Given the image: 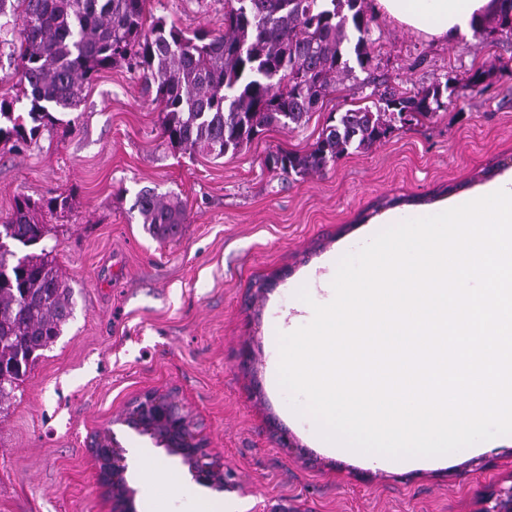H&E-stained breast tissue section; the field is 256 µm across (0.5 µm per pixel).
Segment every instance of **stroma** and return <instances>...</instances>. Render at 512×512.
I'll return each instance as SVG.
<instances>
[{
	"mask_svg": "<svg viewBox=\"0 0 512 512\" xmlns=\"http://www.w3.org/2000/svg\"><path fill=\"white\" fill-rule=\"evenodd\" d=\"M146 9L189 32L224 30V0ZM372 13L369 67L337 82L304 125L266 127L222 157L169 144L163 112L123 66L102 71L26 145L0 143V217L23 195L71 198L45 244L74 301L62 335L0 408V512H109L89 448L108 428L127 452H150V480L136 464L126 472L138 512H487L512 486V435L427 468L377 466L319 447L313 418L272 378L278 333L314 316L299 287L331 302L320 277L392 210H436L512 178V34L488 23L435 38ZM437 81L455 89L447 109L369 151L305 175L268 167L270 153L309 152L330 114ZM145 190L185 205L174 238L146 231L135 206ZM152 390L184 403L231 474L226 490L197 484L179 457L120 424Z\"/></svg>",
	"mask_w": 512,
	"mask_h": 512,
	"instance_id": "1",
	"label": "stroma"
}]
</instances>
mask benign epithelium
<instances>
[{
  "mask_svg": "<svg viewBox=\"0 0 512 512\" xmlns=\"http://www.w3.org/2000/svg\"><path fill=\"white\" fill-rule=\"evenodd\" d=\"M144 408L120 419V423L178 456L198 484L224 490L226 472L222 459L210 454L196 432L193 419L170 393L150 392L141 397ZM92 453L99 481L112 500V512H137L136 490L126 481V449L109 432L95 438Z\"/></svg>",
  "mask_w": 512,
  "mask_h": 512,
  "instance_id": "benign-epithelium-1",
  "label": "benign epithelium"
}]
</instances>
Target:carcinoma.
Returning a JSON list of instances; mask_svg holds the SVG:
<instances>
[{"label": "carcinoma", "mask_w": 512, "mask_h": 512, "mask_svg": "<svg viewBox=\"0 0 512 512\" xmlns=\"http://www.w3.org/2000/svg\"><path fill=\"white\" fill-rule=\"evenodd\" d=\"M495 27L512 33V0H498ZM146 0H0V42L18 53L15 75L31 97L30 123L0 100V142H26L54 121L52 112L75 108L85 86L103 70L126 64L139 73L165 112L162 136L190 153L222 157L262 129L299 126L352 71L345 44L358 33L356 61L371 60V18L365 0H224V33L192 36L161 18L146 23ZM448 85L392 91L372 105L349 109L328 125L312 150L268 158L283 173L317 171L350 151L387 138L395 118L431 117L447 108ZM70 207L59 194L17 199L0 218V402L31 364L61 336L73 316L72 288L49 252L21 257L14 243L36 246L48 233L44 217ZM138 210L154 237L175 236L185 209L174 198L143 193Z\"/></svg>", "instance_id": "1"}]
</instances>
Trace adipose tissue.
I'll return each mask as SVG.
<instances>
[{"label": "adipose tissue", "instance_id": "adipose-tissue-1", "mask_svg": "<svg viewBox=\"0 0 512 512\" xmlns=\"http://www.w3.org/2000/svg\"><path fill=\"white\" fill-rule=\"evenodd\" d=\"M388 16L434 37H446L496 11L497 0H377Z\"/></svg>", "mask_w": 512, "mask_h": 512}]
</instances>
